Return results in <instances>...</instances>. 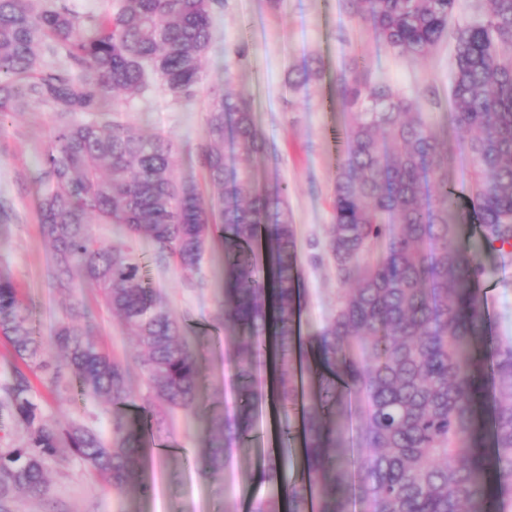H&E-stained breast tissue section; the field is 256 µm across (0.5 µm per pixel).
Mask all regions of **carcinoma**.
<instances>
[{"label": "carcinoma", "instance_id": "1", "mask_svg": "<svg viewBox=\"0 0 512 512\" xmlns=\"http://www.w3.org/2000/svg\"><path fill=\"white\" fill-rule=\"evenodd\" d=\"M371 23L381 48L424 58L446 35L458 0H350ZM477 24L455 31L452 137H439L417 112V98L340 77L352 120L336 172L327 247L342 288L335 311L315 331L326 371L303 363L298 322L300 260L287 187L257 184L252 162L268 152L249 102L222 95L207 113L202 148L208 181L224 188L207 200L174 178L172 143L144 137L121 118V93L144 95L151 73L183 99L201 81V61L224 0H119L116 12L77 16L70 0H0V120L29 103L66 116L43 155L45 191L40 232L53 247L51 279L73 291L69 273L99 292L103 306L137 338V362L153 403L146 424L161 427L177 409L194 410L198 355L149 286L129 249L104 244L91 218L115 224L129 239L145 237L155 260L198 269L213 240L224 245V330L234 334L240 375L274 355L272 397L284 414L285 448L264 460L262 478L281 481L286 445L300 433L305 467L283 495L252 502L250 512H349L351 471L346 421L360 402L363 446L356 486L358 512H512V338L478 349L487 336L480 285L487 270L456 245L469 223L489 250L512 247V0H487ZM45 56L66 65L44 67ZM81 71L77 76L74 71ZM231 132L239 164L224 155ZM470 164L465 192L452 177L456 152ZM87 305L73 300L54 331L63 362L46 358L31 312L16 284L0 277V335L22 366L0 381V419L27 434L0 448V512L23 497L51 493L48 465L69 449L116 491L142 479L141 444L126 428L129 363L89 339ZM56 391L76 383L112 403V440L73 422H47L32 401L27 372ZM489 378L490 443L479 418ZM250 430L242 409L211 418L194 462L205 478L224 470L233 444Z\"/></svg>", "mask_w": 512, "mask_h": 512}]
</instances>
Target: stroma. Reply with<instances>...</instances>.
Masks as SVG:
<instances>
[{"instance_id":"stroma-1","label":"stroma","mask_w":512,"mask_h":512,"mask_svg":"<svg viewBox=\"0 0 512 512\" xmlns=\"http://www.w3.org/2000/svg\"><path fill=\"white\" fill-rule=\"evenodd\" d=\"M453 44V38H445L423 59L384 52L372 26L353 14L349 0H283L279 6L274 0H224L195 99L183 100L155 80L144 97L121 108L142 134L173 140L176 181L198 185L210 199L217 190L198 155L206 141L208 104L225 93L251 103L269 148L260 175L288 186L300 255V334L307 337L331 314L341 288L326 247L339 148L351 122L339 102L337 79L343 75L417 96L425 120L441 133L451 111ZM307 65L320 68L321 76L310 79L307 91L293 89L290 78ZM61 122L51 105L33 104L0 123V200L12 210L11 220L0 223V275L19 285L36 330L48 340L66 301L46 275L52 250L39 229L44 190L39 177L43 154ZM460 244L479 253L488 269L483 295L492 313L489 341L512 336V254L484 251L470 234ZM135 249L146 281L187 323L185 336L201 369L195 411H174L167 426L145 434L148 492L136 487L115 492L70 456L50 469V501L24 500L15 512H224L228 505L249 512L252 498L268 490L258 458L267 452L263 437L272 426L269 404L252 409L251 430L241 449L226 459L218 479L202 477L185 460L204 448L213 414L231 417L241 408L242 381L233 349L224 340L223 247L210 244L193 273L156 264L149 241H139ZM73 283L76 297L93 313L94 342L120 358L137 356L135 338L100 304L97 289L78 277ZM32 398L49 421H78L103 438L112 436L111 404L79 386L55 392L37 380Z\"/></svg>"}]
</instances>
